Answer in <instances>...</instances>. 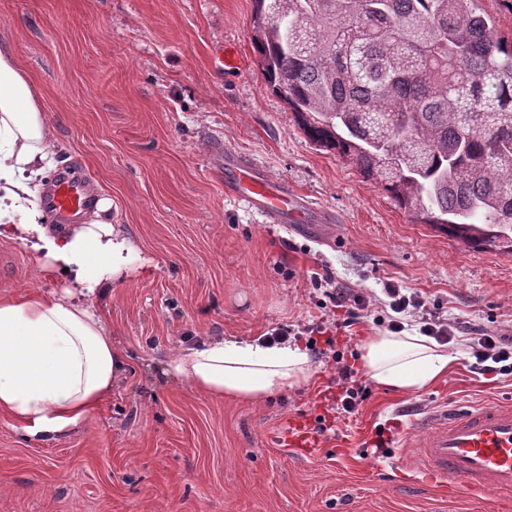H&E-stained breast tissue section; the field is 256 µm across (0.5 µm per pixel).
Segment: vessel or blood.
Instances as JSON below:
<instances>
[{
  "label": "vessel or blood",
  "instance_id": "1",
  "mask_svg": "<svg viewBox=\"0 0 512 512\" xmlns=\"http://www.w3.org/2000/svg\"><path fill=\"white\" fill-rule=\"evenodd\" d=\"M224 191L269 223H312L308 203L287 187L274 186L232 151L224 153ZM96 192L85 178L61 171L49 185L45 204L61 222L89 212ZM414 465L449 492H512V404L441 409L414 421Z\"/></svg>",
  "mask_w": 512,
  "mask_h": 512
}]
</instances>
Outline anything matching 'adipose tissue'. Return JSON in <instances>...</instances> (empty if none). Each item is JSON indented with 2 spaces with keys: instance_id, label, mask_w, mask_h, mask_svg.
Returning a JSON list of instances; mask_svg holds the SVG:
<instances>
[{
  "instance_id": "1",
  "label": "adipose tissue",
  "mask_w": 512,
  "mask_h": 512,
  "mask_svg": "<svg viewBox=\"0 0 512 512\" xmlns=\"http://www.w3.org/2000/svg\"><path fill=\"white\" fill-rule=\"evenodd\" d=\"M54 162L40 97L0 45V241L37 260L38 288L0 295V416L28 438L56 441L79 427L119 385L127 358L97 305L108 288L146 274L150 262L100 199L81 223L48 224L39 179ZM450 355L414 330L366 337L360 362L381 387L405 394L442 378ZM315 369L301 346L207 336L171 353L163 374L217 400L263 404L302 386Z\"/></svg>"
}]
</instances>
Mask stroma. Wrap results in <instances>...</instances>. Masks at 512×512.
<instances>
[{"label": "stroma", "mask_w": 512, "mask_h": 512, "mask_svg": "<svg viewBox=\"0 0 512 512\" xmlns=\"http://www.w3.org/2000/svg\"><path fill=\"white\" fill-rule=\"evenodd\" d=\"M252 0H0L9 45L40 95L58 166L112 201L152 269L99 305L131 367L68 438L25 439L0 416V512H512L487 492L441 493L406 466L412 417L444 406L512 403V375L470 370L471 342L447 343V374L414 394L370 386L350 417L324 393L337 370L251 406L209 399L162 374L201 336L257 339L282 324L325 326L345 364L389 313L383 287L429 311L512 335V256L475 250L414 223L356 166L311 141L265 86ZM241 66L225 71L222 52ZM302 194L326 223H265L224 193V151ZM0 288L38 287L36 259L0 242ZM359 294V324L318 285ZM304 424L311 455L293 442Z\"/></svg>", "instance_id": "stroma-1"}]
</instances>
